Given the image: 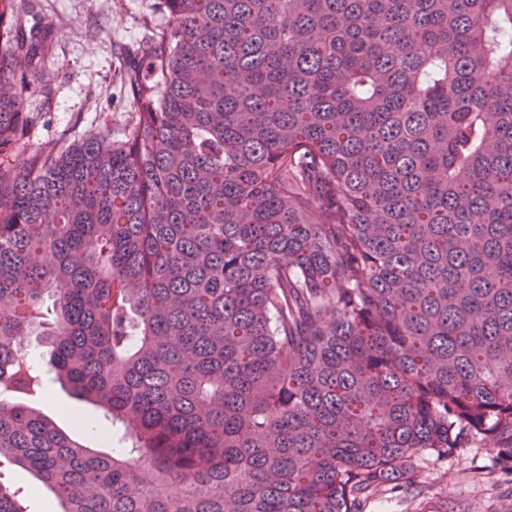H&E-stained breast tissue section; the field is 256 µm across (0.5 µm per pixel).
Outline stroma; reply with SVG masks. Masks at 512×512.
<instances>
[{"label": "stroma", "instance_id": "stroma-1", "mask_svg": "<svg viewBox=\"0 0 512 512\" xmlns=\"http://www.w3.org/2000/svg\"><path fill=\"white\" fill-rule=\"evenodd\" d=\"M25 52L32 66L25 80L0 83L21 92L33 117L31 145L60 139L71 144L94 134L119 139L131 119L130 76L145 38L169 24L158 0H15ZM39 409L85 445L102 449L99 431L79 426L75 415L96 409L55 386ZM489 443L454 456L415 457L413 480H399L363 502L361 512H512V475L495 468ZM0 483L22 488L27 512H55L49 492L22 470L0 467Z\"/></svg>", "mask_w": 512, "mask_h": 512}]
</instances>
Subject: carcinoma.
I'll use <instances>...</instances> for the list:
<instances>
[{
	"instance_id": "1",
	"label": "carcinoma",
	"mask_w": 512,
	"mask_h": 512,
	"mask_svg": "<svg viewBox=\"0 0 512 512\" xmlns=\"http://www.w3.org/2000/svg\"><path fill=\"white\" fill-rule=\"evenodd\" d=\"M160 5L123 139L33 149L0 95V465L57 512H360L478 438L512 474V0ZM21 34L0 0V81ZM49 395L52 396L55 403L50 402ZM39 408L45 414L53 417L57 425L69 434L74 439L79 440L90 448L98 449L101 451H109L111 447H105L101 442V428L107 430V425L103 422H93L95 425L94 431L88 427L79 426L69 415L65 413L66 410H70L79 415H91L98 414L96 408L88 402L74 397L67 388L60 387L56 384L52 387L48 394H46L38 404L33 405ZM65 408V411H59V407Z\"/></svg>"
}]
</instances>
